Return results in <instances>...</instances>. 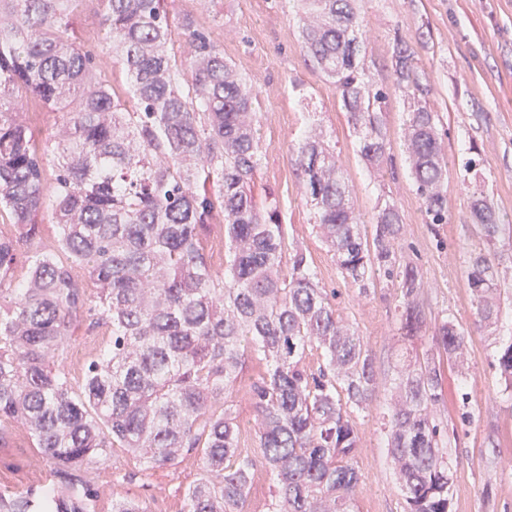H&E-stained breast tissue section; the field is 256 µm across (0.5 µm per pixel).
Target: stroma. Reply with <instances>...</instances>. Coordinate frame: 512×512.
Returning <instances> with one entry per match:
<instances>
[{
  "instance_id": "stroma-1",
  "label": "stroma",
  "mask_w": 512,
  "mask_h": 512,
  "mask_svg": "<svg viewBox=\"0 0 512 512\" xmlns=\"http://www.w3.org/2000/svg\"><path fill=\"white\" fill-rule=\"evenodd\" d=\"M357 6L364 19L370 76L389 92L384 122L392 169L379 178L356 152L357 137L335 84L302 52L297 16L287 0H168L167 8L173 22L188 18L211 30L225 59L255 89L262 154L254 195L260 200L265 188L274 189L288 241L309 251L321 287L358 329L371 355L377 387L356 417L362 436L356 512H404L381 417L395 397L391 379L397 354L425 360L434 341L428 333L403 338L393 289L360 294L313 232L288 149L312 126L335 146L364 217L385 203L396 205L403 219L402 255L419 269L435 316L454 319L465 331L461 362L441 366L445 398L432 412L448 432L450 512H512V397L504 392L493 358L495 336L473 324L465 270L479 239L467 206L468 182L457 163L460 153L476 144L484 190L499 213L512 216V0H357ZM399 36L415 51V74L429 89L425 98L410 99L395 88L393 55ZM421 106L438 113L448 155V222L437 231L424 222L400 148L404 114ZM462 382L471 394L466 402L459 395ZM231 405L241 422L242 452L261 459L247 382L236 383ZM136 465L118 449L111 465L90 467L89 477L102 490L98 512H112L116 499L145 501L149 512H182L184 488L199 475L202 459L188 454L140 480H124V472ZM47 476V460L33 448L27 428L8 424L6 445L0 448V490L25 492L43 485Z\"/></svg>"
}]
</instances>
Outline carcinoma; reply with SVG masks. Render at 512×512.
Here are the masks:
<instances>
[{"label":"carcinoma","mask_w":512,"mask_h":512,"mask_svg":"<svg viewBox=\"0 0 512 512\" xmlns=\"http://www.w3.org/2000/svg\"><path fill=\"white\" fill-rule=\"evenodd\" d=\"M81 2L0 0V217L13 227L0 235V427L25 425L49 467L38 492L0 491V512H95L89 465L111 462L116 448L140 461L124 474L129 481L197 453L202 473L186 487L182 512H245L255 461L238 448L227 395L248 359L261 365L250 396L275 475L268 512H353L361 483L355 414L376 375L307 250H287L274 193L261 205L254 197L261 136L252 90L191 19L180 24L188 51L174 50L167 0H101L102 46L128 80L121 100L103 75V56L77 41ZM302 2V48L336 84L357 153L380 173L391 149L388 93L370 79L355 0ZM413 60L412 46L396 38L397 89L421 98L428 89ZM28 98L63 112L50 201L45 152L20 111ZM439 121L425 107L403 121L412 186L434 226L448 223ZM290 151L313 227L343 278L362 294L395 289L400 334L419 336L432 320L439 355L458 358L464 330L432 319L421 275L399 252L398 209L380 208L365 234L335 150L308 131ZM47 202L59 228L52 246L36 242ZM468 207L480 240L505 241L512 252V218L499 216L479 182ZM218 219L222 277L204 246ZM500 259L480 251L465 271L484 327L499 322L508 300ZM84 321L106 328L110 340L76 392L64 354ZM493 357L512 396V336ZM393 389L400 404L387 420V447L405 512H450L448 433L431 418L443 398L440 365L401 368Z\"/></svg>","instance_id":"cac0c4a2"}]
</instances>
